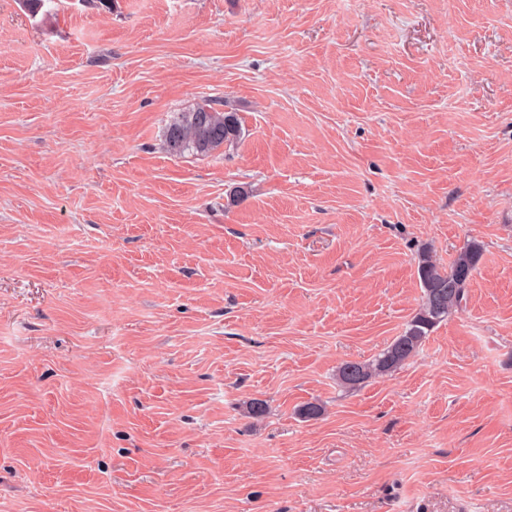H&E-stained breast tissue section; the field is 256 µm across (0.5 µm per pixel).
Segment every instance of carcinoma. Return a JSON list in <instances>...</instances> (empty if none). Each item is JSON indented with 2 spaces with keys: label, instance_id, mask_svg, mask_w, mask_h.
<instances>
[{
  "label": "carcinoma",
  "instance_id": "carcinoma-1",
  "mask_svg": "<svg viewBox=\"0 0 512 512\" xmlns=\"http://www.w3.org/2000/svg\"><path fill=\"white\" fill-rule=\"evenodd\" d=\"M242 136L238 114L199 104L176 113L163 130L164 144L171 154L207 156L236 143ZM483 257L482 246L466 243L446 267L431 252L419 253L417 275L422 288L418 311L395 337L369 362L347 361L337 368V379L346 388L356 389L374 376L388 375L401 368L426 341L433 328L448 319L465 299L467 288Z\"/></svg>",
  "mask_w": 512,
  "mask_h": 512
}]
</instances>
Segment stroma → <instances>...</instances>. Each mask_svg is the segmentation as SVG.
I'll return each mask as SVG.
<instances>
[{
  "label": "stroma",
  "instance_id": "1",
  "mask_svg": "<svg viewBox=\"0 0 512 512\" xmlns=\"http://www.w3.org/2000/svg\"><path fill=\"white\" fill-rule=\"evenodd\" d=\"M0 512H512V0H0ZM242 136L238 114L198 104L176 112L163 130L164 144L171 154L207 156L218 148L236 143ZM482 257V246L470 241L460 248L448 267H443L433 259L429 250L423 249L417 263L422 288L418 311L407 322L402 333L373 360L341 364L336 373L341 385L353 390L373 376L388 375L401 368L419 351L433 328L460 307Z\"/></svg>",
  "mask_w": 512,
  "mask_h": 512
}]
</instances>
